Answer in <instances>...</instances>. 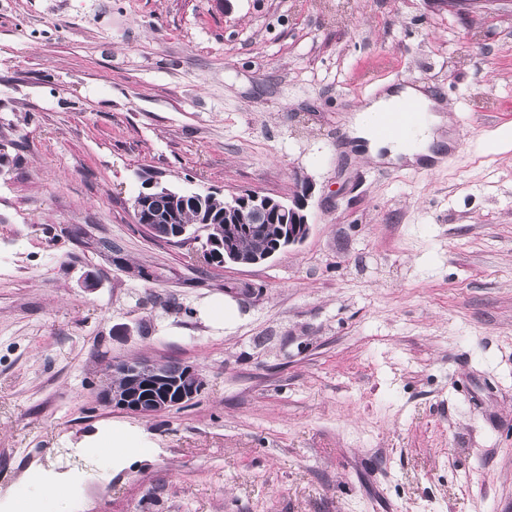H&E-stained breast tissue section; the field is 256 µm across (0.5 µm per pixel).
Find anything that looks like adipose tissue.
Wrapping results in <instances>:
<instances>
[{"label": "adipose tissue", "instance_id": "1", "mask_svg": "<svg viewBox=\"0 0 512 512\" xmlns=\"http://www.w3.org/2000/svg\"><path fill=\"white\" fill-rule=\"evenodd\" d=\"M411 108L419 112L420 121L404 139H380L373 133L379 113ZM446 119L441 105L422 87H406L388 91L365 100L348 118L346 132L356 145L365 149L374 161L386 164H422L433 158L434 147L445 141Z\"/></svg>", "mask_w": 512, "mask_h": 512}]
</instances>
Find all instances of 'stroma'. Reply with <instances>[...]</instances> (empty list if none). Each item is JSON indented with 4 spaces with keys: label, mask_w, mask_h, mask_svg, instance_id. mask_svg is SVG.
I'll return each instance as SVG.
<instances>
[{
    "label": "stroma",
    "mask_w": 512,
    "mask_h": 512,
    "mask_svg": "<svg viewBox=\"0 0 512 512\" xmlns=\"http://www.w3.org/2000/svg\"><path fill=\"white\" fill-rule=\"evenodd\" d=\"M417 84L439 160L354 158L346 117ZM511 125L500 0H0V512L36 478L62 512H512ZM143 172L305 175L311 232L204 266L135 224ZM228 283L263 290L230 329L203 314ZM140 357L201 396L102 404ZM121 426L149 453L116 469Z\"/></svg>",
    "instance_id": "stroma-1"
}]
</instances>
